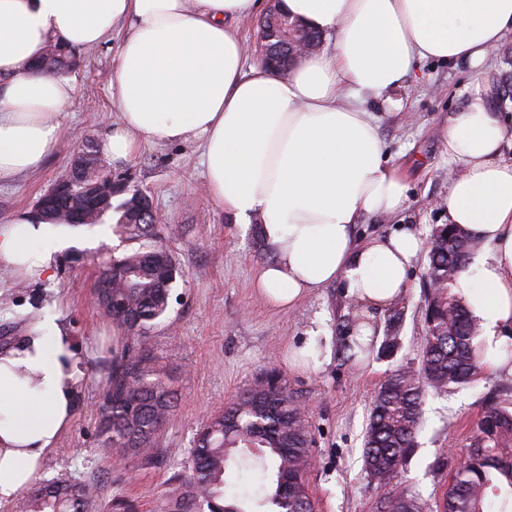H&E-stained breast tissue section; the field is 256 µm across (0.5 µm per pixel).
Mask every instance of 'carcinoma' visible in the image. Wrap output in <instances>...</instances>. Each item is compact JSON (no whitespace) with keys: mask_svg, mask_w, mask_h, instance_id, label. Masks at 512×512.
Masks as SVG:
<instances>
[{"mask_svg":"<svg viewBox=\"0 0 512 512\" xmlns=\"http://www.w3.org/2000/svg\"><path fill=\"white\" fill-rule=\"evenodd\" d=\"M320 42L321 34L301 28L295 40L278 36L267 42L269 59L288 53L296 60L297 41ZM107 213L121 236L135 247L112 259L98 279L109 281L110 298L97 304L112 325L125 334V345L112 360L108 386L100 407L102 451L151 464L157 456V435L177 406V395L167 383V372L150 349L145 333L169 307V292L177 268L157 266L154 259L169 252L156 218L135 195L109 204ZM426 282L430 288L424 321L428 323L418 345L419 367L396 369L377 391L364 439L365 469L373 489H385L406 465L421 425L424 398L470 384L480 370L476 356L479 322L454 292L466 270L476 242L465 238L454 224L431 232ZM402 317L393 313L384 321L378 353L399 348ZM359 325L345 319L338 336L341 361L350 363L373 350L361 340ZM479 434L465 449V460L451 477L441 512H489L505 493L512 496V411L499 397L485 407ZM313 437L300 401L287 380L270 371L243 389L224 410L200 427L192 452L193 475L169 490L171 512H249L246 499L224 495L225 472L232 466L259 465L270 472V484L257 492L254 504L262 512H312L308 473ZM97 487L88 483L47 481L26 503L27 512H88ZM376 512H401L408 504L423 507L404 493H383Z\"/></svg>","mask_w":512,"mask_h":512,"instance_id":"carcinoma-1","label":"carcinoma"}]
</instances>
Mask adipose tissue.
I'll return each mask as SVG.
<instances>
[{
	"mask_svg": "<svg viewBox=\"0 0 512 512\" xmlns=\"http://www.w3.org/2000/svg\"><path fill=\"white\" fill-rule=\"evenodd\" d=\"M261 0H0V182L38 171L57 148L72 81L34 70L48 45L74 49L129 29L110 73L121 120L101 141L112 159L141 142H191L202 151L212 199L233 223L259 222L273 253L256 278L272 307L293 308L342 282L374 317L403 299L422 243L409 234L360 242L366 217L405 209L404 172L390 164L372 105L390 103L430 59L480 68L512 32V0H280L334 36L335 49L288 72L251 58L239 22ZM489 88L476 82L448 116V157L460 172L444 202L449 223L482 251L458 292L482 327L479 361L512 374V161ZM79 242L64 224L25 212L0 219V270L46 278ZM79 357L57 316H45L0 353V505L33 482L76 409Z\"/></svg>",
	"mask_w": 512,
	"mask_h": 512,
	"instance_id": "ef3b65f1",
	"label": "adipose tissue"
}]
</instances>
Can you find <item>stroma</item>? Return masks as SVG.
Instances as JSON below:
<instances>
[{
    "mask_svg": "<svg viewBox=\"0 0 512 512\" xmlns=\"http://www.w3.org/2000/svg\"><path fill=\"white\" fill-rule=\"evenodd\" d=\"M126 30H114L99 47L77 52L67 76L76 93L59 116L61 138L55 154L35 173L0 186V217L33 211L38 198L64 176L83 136L102 139L119 114L112 103L109 73ZM512 74V34L493 50L481 73L467 66L430 60L416 80L393 95L380 131L390 161L407 175L409 200L400 214L367 218L358 238L407 232L427 240L448 216L440 202L458 167L448 158L442 132L473 79L499 96L502 74ZM112 173L147 192L161 217L166 244L178 274L164 317L149 331L154 354L167 365L178 406L158 437V460L135 458L115 464L100 451L98 408L111 353L123 341L92 297L102 260L123 256L131 245L111 224L82 225L86 246L56 261L52 279L26 280L0 271V350L46 314L59 315L80 349L82 374L77 410L57 447L45 459L38 480L97 483L94 512H107L113 499L130 501L133 512H168V490L191 474V449L198 428L223 410L256 377L274 368L307 412L314 444L310 489L317 512H374L375 491L367 486L362 446L372 400L384 379L417 362L425 332L426 253L409 273L408 292L395 309L403 317L399 351L357 366L336 353L340 323L350 313L347 289L334 283L294 309L269 306L255 288L259 269L272 259L257 225L231 223L210 196L199 151L190 144L142 143L130 159L112 162ZM512 390V378L482 371L478 379L448 394L428 395L417 446L399 477L401 490L434 506L477 433L485 399Z\"/></svg>",
    "mask_w": 512,
    "mask_h": 512,
    "instance_id": "1",
    "label": "stroma"
}]
</instances>
